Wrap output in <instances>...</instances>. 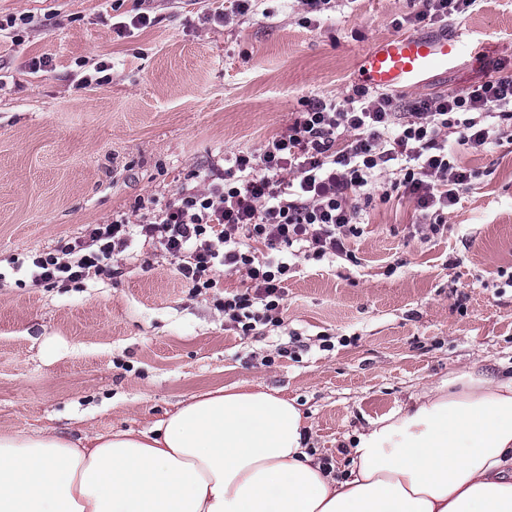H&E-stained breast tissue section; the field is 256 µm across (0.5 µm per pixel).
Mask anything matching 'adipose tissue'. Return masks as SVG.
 <instances>
[{
    "instance_id": "adipose-tissue-1",
    "label": "adipose tissue",
    "mask_w": 512,
    "mask_h": 512,
    "mask_svg": "<svg viewBox=\"0 0 512 512\" xmlns=\"http://www.w3.org/2000/svg\"><path fill=\"white\" fill-rule=\"evenodd\" d=\"M354 435L342 475L294 399L201 390L143 430L0 434V512H512V378L478 366Z\"/></svg>"
}]
</instances>
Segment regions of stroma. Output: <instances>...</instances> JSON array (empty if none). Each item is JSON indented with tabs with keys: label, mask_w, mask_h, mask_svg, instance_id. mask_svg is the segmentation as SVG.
Instances as JSON below:
<instances>
[{
	"label": "stroma",
	"mask_w": 512,
	"mask_h": 512,
	"mask_svg": "<svg viewBox=\"0 0 512 512\" xmlns=\"http://www.w3.org/2000/svg\"><path fill=\"white\" fill-rule=\"evenodd\" d=\"M233 7L0 0V433L144 429L197 391L252 381L297 400L310 449L342 472L355 431L424 386L475 363L512 376L507 143L457 149L477 176L443 235L424 238L403 193L373 202L353 259H296L280 324L250 336L221 307L240 275L197 292L139 237L120 275L32 285L19 267L32 252L117 214L138 223L140 198L165 202L190 174L286 131L305 103L352 95L362 56L390 36L466 28L483 46L402 89L408 100L512 71V0H480L442 27L407 24L420 0H334L309 20L299 0H254L214 22ZM142 11L151 27L113 33Z\"/></svg>",
	"instance_id": "35a3bbf8"
}]
</instances>
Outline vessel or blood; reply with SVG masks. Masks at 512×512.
<instances>
[{
	"instance_id": "b4317fda",
	"label": "vessel or blood",
	"mask_w": 512,
	"mask_h": 512,
	"mask_svg": "<svg viewBox=\"0 0 512 512\" xmlns=\"http://www.w3.org/2000/svg\"><path fill=\"white\" fill-rule=\"evenodd\" d=\"M471 45L469 33L464 29L449 39L395 35L362 57L359 80L374 90L415 87L423 84L434 70L451 66Z\"/></svg>"
}]
</instances>
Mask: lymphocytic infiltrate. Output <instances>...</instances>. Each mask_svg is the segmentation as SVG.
<instances>
[{"label": "lymphocytic infiltrate", "instance_id": "1", "mask_svg": "<svg viewBox=\"0 0 512 512\" xmlns=\"http://www.w3.org/2000/svg\"><path fill=\"white\" fill-rule=\"evenodd\" d=\"M452 138L474 151L512 141V74L431 100L358 89L342 103L311 102L287 132L210 169L204 187L182 185L161 206L148 199L150 215L137 224L119 214L88 225L60 250L32 253L28 271L37 285L82 281L140 235L161 245L193 287H219L221 266L240 274L246 286L225 293L224 316L247 335L279 324L289 256L347 255L373 199L403 190L427 230L443 231L476 177L455 164Z\"/></svg>", "mask_w": 512, "mask_h": 512}]
</instances>
